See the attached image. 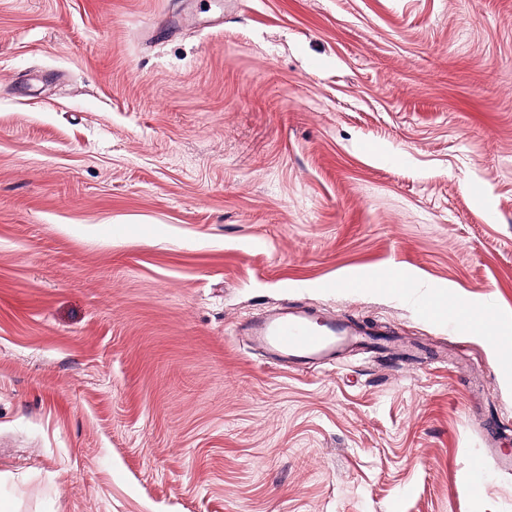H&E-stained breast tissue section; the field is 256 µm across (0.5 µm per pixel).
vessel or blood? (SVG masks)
Returning <instances> with one entry per match:
<instances>
[{
    "instance_id": "vessel-or-blood-1",
    "label": "vessel or blood",
    "mask_w": 512,
    "mask_h": 512,
    "mask_svg": "<svg viewBox=\"0 0 512 512\" xmlns=\"http://www.w3.org/2000/svg\"><path fill=\"white\" fill-rule=\"evenodd\" d=\"M252 338L271 358L298 368L330 362L343 352L380 341L379 336L357 330L344 321L319 322L292 311L258 321Z\"/></svg>"
}]
</instances>
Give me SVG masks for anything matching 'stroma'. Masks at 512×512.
Instances as JSON below:
<instances>
[{
	"instance_id": "obj_1",
	"label": "stroma",
	"mask_w": 512,
	"mask_h": 512,
	"mask_svg": "<svg viewBox=\"0 0 512 512\" xmlns=\"http://www.w3.org/2000/svg\"><path fill=\"white\" fill-rule=\"evenodd\" d=\"M496 447L512 0H0V512H512ZM253 342L271 358L304 368L326 363L341 353L367 344H379L386 337L360 331L345 321H316L299 312H278L258 321Z\"/></svg>"
}]
</instances>
